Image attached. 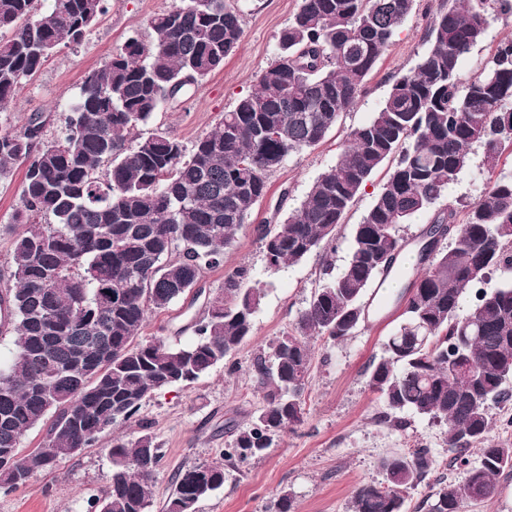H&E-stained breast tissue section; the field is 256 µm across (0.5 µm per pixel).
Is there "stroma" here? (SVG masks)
Segmentation results:
<instances>
[{
	"label": "stroma",
	"mask_w": 512,
	"mask_h": 512,
	"mask_svg": "<svg viewBox=\"0 0 512 512\" xmlns=\"http://www.w3.org/2000/svg\"><path fill=\"white\" fill-rule=\"evenodd\" d=\"M242 12L244 35L223 69L196 86L192 96L160 109L152 123L140 126L141 136L161 127L185 146L214 129L225 112L254 90L262 69L277 59L278 37L297 12L300 0H230ZM445 0H417L389 48L379 57L358 102L343 112L320 145L289 154L269 176V190L255 205L251 219L227 249L223 266L206 271L204 293L153 314L142 338L164 337L188 344L193 325L207 312L208 296L216 294L238 267L251 270L265 297L254 318V334L233 356L239 366L227 373L216 366L195 383L177 385L145 400L134 423L101 433L95 447L85 448L51 472H38L28 485L0 494V512H90L91 500L106 493L112 472L108 450L114 437L131 440L148 433L165 457L153 484L149 512H161L172 492L174 475L218 459L239 430L245 429L263 404L252 373L257 355L271 356V346L290 332L309 302L325 267L341 271L351 245V228L361 221L384 180L376 173L348 212L333 243L301 261L269 269L258 225L282 223L304 198L316 177L336 162L350 131L369 122L387 95L392 77L411 73L428 49L429 18ZM173 0H110L107 12L76 47H60L41 71L26 81L10 105L0 110V129H17L35 112L62 117L74 101L85 72L121 50L127 38H148L147 22L170 9ZM512 38V12L492 13L482 43L463 59L461 74L469 79L487 65L501 40ZM24 164L0 181V288L12 282L14 233L7 224L19 202ZM512 176V157L488 172L481 151L470 167L451 182L439 208H462L484 194L490 175ZM393 308L371 313L354 335L342 342L313 338L310 383L303 394L304 421L284 433L261 457L227 468L221 489L200 500L196 512H275L282 491H289L295 512H350L354 489L379 479L383 457L427 446L436 460L435 478L463 483L465 468L455 464L442 427L407 412L405 427L385 422L383 404L368 387L367 368L383 354V343L395 325Z\"/></svg>",
	"instance_id": "1"
}]
</instances>
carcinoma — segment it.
I'll use <instances>...</instances> for the list:
<instances>
[{"label":"carcinoma","instance_id":"1","mask_svg":"<svg viewBox=\"0 0 512 512\" xmlns=\"http://www.w3.org/2000/svg\"><path fill=\"white\" fill-rule=\"evenodd\" d=\"M0 0V107L15 97L61 45H79L108 0ZM415 0H301L279 35V56L255 90L186 150L161 128L137 129L166 103L224 67L242 36L240 10L227 0H176L148 20L151 40L129 38L120 52L85 72L79 94L52 135V115L33 113L0 132V181L26 164L14 226L13 285L0 295V332L13 333L0 362V492L26 487L108 427L129 422L156 391L190 385L253 335L264 289L237 270L180 346L163 337L139 342L149 314L194 290L224 265L268 178L292 152L320 144L365 91L366 78ZM503 0H448L429 22V48L415 70L393 80L375 116L353 129L336 163L275 228L257 227L266 264L278 268L335 239L360 192L390 163L362 221L352 230L344 269L322 284L291 332L272 346L273 361L253 368L263 406L218 461L175 478L164 512H195L222 488L225 466L262 456L303 422L310 380L309 338L341 342L368 314L364 296L388 276L400 252L398 227L432 207L468 167L473 146L494 170L512 154V39L502 40L476 77L460 66ZM432 239L425 273L400 286V320L369 365V387L384 419L403 426L410 410L443 426L464 483H427V448L382 458L381 482L359 485L352 512H404V493L428 484V512H467L494 497L512 469V447L489 443L490 404L512 398V282L487 290L491 274L512 269V176L489 180L465 218L448 207L423 232ZM451 238L444 249L438 239ZM473 302L459 313L464 292ZM468 375L448 372V360ZM46 425L43 445L20 454L26 432ZM479 448L472 466L467 452ZM112 474L99 512H148L163 448L149 434L113 439Z\"/></svg>","mask_w":512,"mask_h":512}]
</instances>
